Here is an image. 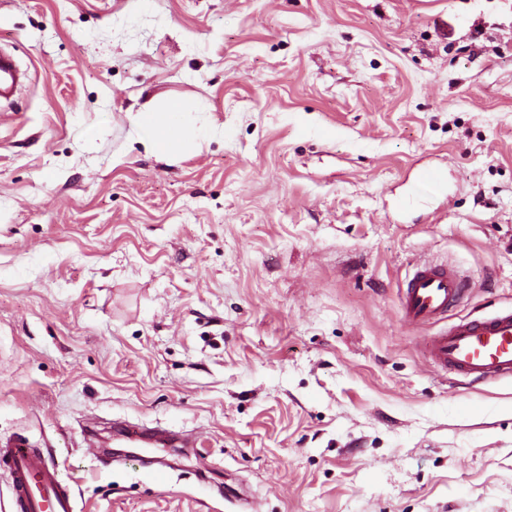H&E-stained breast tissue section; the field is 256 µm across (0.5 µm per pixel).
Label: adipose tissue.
<instances>
[{"instance_id": "1", "label": "adipose tissue", "mask_w": 512, "mask_h": 512, "mask_svg": "<svg viewBox=\"0 0 512 512\" xmlns=\"http://www.w3.org/2000/svg\"><path fill=\"white\" fill-rule=\"evenodd\" d=\"M135 125L140 139L162 154L170 153L176 144L206 136L205 131L190 126L186 112L175 103L160 112L139 113Z\"/></svg>"}]
</instances>
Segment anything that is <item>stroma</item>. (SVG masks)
Here are the masks:
<instances>
[{"label":"stroma","instance_id":"1","mask_svg":"<svg viewBox=\"0 0 512 512\" xmlns=\"http://www.w3.org/2000/svg\"><path fill=\"white\" fill-rule=\"evenodd\" d=\"M0 45L33 73L0 109V444L76 512H512V380L449 382L400 310L426 259L454 316L512 307V0H0ZM172 100L212 136L162 156L134 117ZM121 420L196 448L89 447Z\"/></svg>","mask_w":512,"mask_h":512}]
</instances>
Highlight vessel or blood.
I'll return each mask as SVG.
<instances>
[{
  "mask_svg": "<svg viewBox=\"0 0 512 512\" xmlns=\"http://www.w3.org/2000/svg\"><path fill=\"white\" fill-rule=\"evenodd\" d=\"M31 73L16 55L0 47V104H12L29 82ZM465 283L453 267L431 261L419 263L406 282L401 298L404 321L412 326L429 323L455 306ZM424 351L435 369L447 376L475 382L512 378V308L451 325L440 335L425 339ZM117 436L127 443L153 438L156 445L189 448L193 442L163 430L127 425ZM0 463L12 473L13 491L20 512H74V498L57 464L44 452L20 440L0 446Z\"/></svg>",
  "mask_w": 512,
  "mask_h": 512,
  "instance_id": "1",
  "label": "vessel or blood"
}]
</instances>
